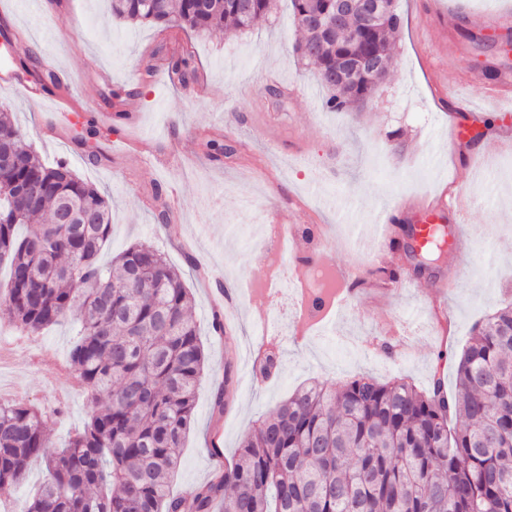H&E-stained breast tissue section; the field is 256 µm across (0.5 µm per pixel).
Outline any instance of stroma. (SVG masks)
I'll return each instance as SVG.
<instances>
[{"label": "stroma", "mask_w": 512, "mask_h": 512, "mask_svg": "<svg viewBox=\"0 0 512 512\" xmlns=\"http://www.w3.org/2000/svg\"><path fill=\"white\" fill-rule=\"evenodd\" d=\"M402 18L389 78L364 107L327 112L313 72L293 51L295 30L288 0H279L269 21L231 36L189 37L162 32L113 16L109 0H0V28L11 30L30 78L52 70L73 111L54 126V101L35 106L0 88V108L11 112L39 157L64 161L109 200L111 239L101 261L131 244L146 242L178 268L193 301V316L206 357L198 383L191 429L169 490L184 494L206 483L217 460L231 462L258 420L303 384H342L360 375L379 381L400 377L430 388L433 361L448 357L446 387H454V367L472 326L512 304V218L504 215V193L512 189V113L497 112L486 96L497 86L512 97V58L501 59L494 38L512 31V0H396ZM468 21L490 38L474 46L459 34ZM193 42V65L206 83L191 95L171 80L170 57ZM155 69L147 83L139 77L146 60ZM502 69L488 79L485 66ZM275 84V98L265 87ZM135 90V108L123 120L100 126V163H89L73 134L86 116L85 99L110 100L116 90ZM481 110L490 125H479L478 139L449 144L453 105ZM207 133L249 146L233 159L208 157ZM147 137L148 156L130 151L131 137ZM177 196L178 234L156 223L151 192ZM461 194L470 206L461 225V243L434 272L416 279L401 276L385 290L357 292L339 308L323 336L294 339L280 323V368L261 378L255 370L261 337L256 318L271 305L262 289L269 272L251 251L250 235L278 213L283 227L318 224L320 244L300 233L299 248L316 250L321 261L351 272L397 267V246L381 252L382 234L396 235L415 208L448 194ZM207 269L199 276L186 254ZM228 290L224 304L236 330L224 343L212 327L210 288ZM394 326L405 335L403 349L389 355L361 343ZM75 326L65 321L37 336H20L0 303V342L13 344L0 368V395L47 404L63 398L66 416L50 427V440L62 446L88 412L86 394L67 375L52 372L45 357L65 361ZM223 389L226 407L216 411L213 394ZM221 458H214L212 444Z\"/></svg>", "instance_id": "1"}]
</instances>
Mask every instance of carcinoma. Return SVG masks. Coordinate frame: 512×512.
Masks as SVG:
<instances>
[{
    "instance_id": "1",
    "label": "carcinoma",
    "mask_w": 512,
    "mask_h": 512,
    "mask_svg": "<svg viewBox=\"0 0 512 512\" xmlns=\"http://www.w3.org/2000/svg\"><path fill=\"white\" fill-rule=\"evenodd\" d=\"M111 0L112 15L163 31L195 34L252 30L275 0ZM301 39L297 56L327 91L323 107L350 109L383 83L401 26L395 0L377 21L357 16L336 33L305 24L329 16L333 0H289ZM192 44L182 46L176 77L196 78ZM371 59L336 82L343 63ZM208 155L230 158L243 143L204 140ZM0 265L9 280L0 302L14 329L36 334L70 315L79 336L67 359L91 412L64 448L46 424L58 407L0 401L2 496L21 483L29 462L48 476L26 512H512V305L477 325L456 367V390L425 393L402 382L356 377L339 387L303 388L254 427L235 462L183 496L169 492L189 432L205 356L192 298L176 268L147 244L100 256L112 233L107 199L61 161L42 162L0 111ZM155 219L172 216L153 191ZM444 228L423 247L418 266L445 253ZM459 425L450 426L451 418Z\"/></svg>"
}]
</instances>
